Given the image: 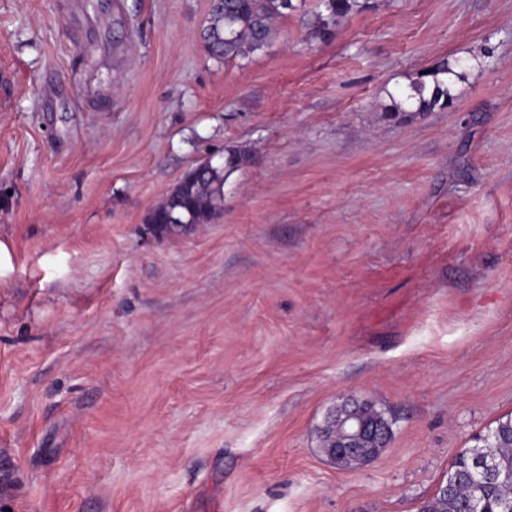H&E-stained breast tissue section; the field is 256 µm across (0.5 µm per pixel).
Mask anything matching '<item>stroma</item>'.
<instances>
[{"label":"stroma","mask_w":512,"mask_h":512,"mask_svg":"<svg viewBox=\"0 0 512 512\" xmlns=\"http://www.w3.org/2000/svg\"><path fill=\"white\" fill-rule=\"evenodd\" d=\"M369 3L224 63L210 0H0V512H420L512 414V0ZM232 145L221 215L150 237ZM349 399L392 435L341 469ZM451 75L459 77L458 73L449 68L447 63H443L411 83L407 100H414L415 112H432L436 107L444 108L448 105V101L452 99L448 87ZM425 78H431V80L427 81ZM443 80L448 81V84Z\"/></svg>","instance_id":"35a3bbf8"}]
</instances>
